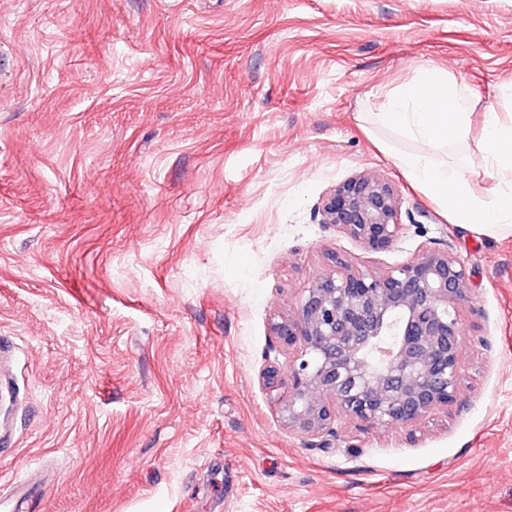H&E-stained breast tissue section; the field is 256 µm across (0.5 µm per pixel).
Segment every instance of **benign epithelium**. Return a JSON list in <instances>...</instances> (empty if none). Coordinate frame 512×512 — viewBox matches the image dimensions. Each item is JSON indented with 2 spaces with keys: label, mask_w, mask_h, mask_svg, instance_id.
Returning <instances> with one entry per match:
<instances>
[{
  "label": "benign epithelium",
  "mask_w": 512,
  "mask_h": 512,
  "mask_svg": "<svg viewBox=\"0 0 512 512\" xmlns=\"http://www.w3.org/2000/svg\"><path fill=\"white\" fill-rule=\"evenodd\" d=\"M321 216L374 251L403 229L393 187L371 174L338 184ZM334 261L336 271L311 281L296 313L271 326L290 353L288 373L269 365L262 379L288 390V429L318 438L340 414L372 429L412 426L448 408L461 378L464 265L437 249L379 275Z\"/></svg>",
  "instance_id": "7a95c632"
}]
</instances>
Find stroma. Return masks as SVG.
Masks as SVG:
<instances>
[{"instance_id": "obj_1", "label": "stroma", "mask_w": 512, "mask_h": 512, "mask_svg": "<svg viewBox=\"0 0 512 512\" xmlns=\"http://www.w3.org/2000/svg\"><path fill=\"white\" fill-rule=\"evenodd\" d=\"M512 115V0H0V479L39 512H512V237L449 223L358 126L421 68ZM383 178L374 251L322 199ZM457 256L455 402L328 447L271 325L331 254Z\"/></svg>"}]
</instances>
